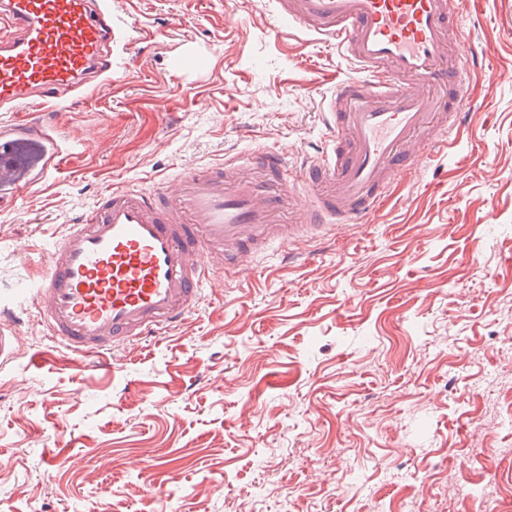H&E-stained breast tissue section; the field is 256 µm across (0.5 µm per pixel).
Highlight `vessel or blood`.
Instances as JSON below:
<instances>
[{
  "mask_svg": "<svg viewBox=\"0 0 512 512\" xmlns=\"http://www.w3.org/2000/svg\"><path fill=\"white\" fill-rule=\"evenodd\" d=\"M278 29L336 46L353 77L324 98L328 150L300 161L264 150L143 192L104 191L45 250L28 293L46 336L95 357L184 324L221 277L282 248L365 223L385 190L461 128L473 62L450 47L455 0H274ZM112 0H0V112L46 105L112 74ZM68 155L50 117L0 129V198L58 173ZM254 174H246V166ZM295 223H281L283 210ZM19 318L0 310V367Z\"/></svg>",
  "mask_w": 512,
  "mask_h": 512,
  "instance_id": "1",
  "label": "vessel or blood"
}]
</instances>
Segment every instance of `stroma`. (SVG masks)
Instances as JSON below:
<instances>
[{
  "mask_svg": "<svg viewBox=\"0 0 512 512\" xmlns=\"http://www.w3.org/2000/svg\"><path fill=\"white\" fill-rule=\"evenodd\" d=\"M484 47L454 146L366 224L272 249L187 323L91 371L27 317L45 242L106 189L327 149L336 47L268 0H112L111 81L71 104L65 170L0 205V512H497L512 497V0H459ZM196 52L201 66L176 70ZM60 464L44 467L46 452ZM476 491L449 500L448 484ZM20 319L12 316L11 310H1L0 307V367L14 362L19 352L16 339Z\"/></svg>",
  "mask_w": 512,
  "mask_h": 512,
  "instance_id": "stroma-1",
  "label": "stroma"
}]
</instances>
